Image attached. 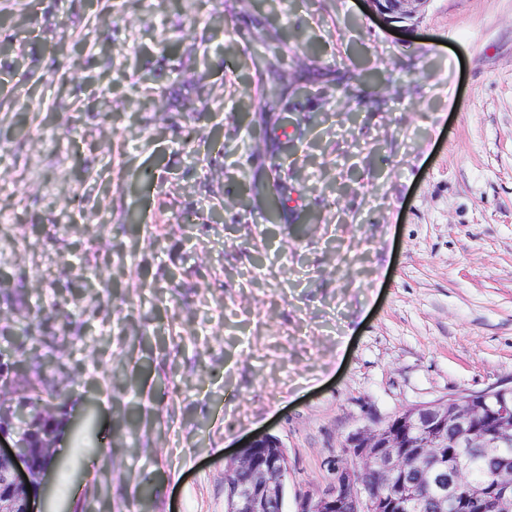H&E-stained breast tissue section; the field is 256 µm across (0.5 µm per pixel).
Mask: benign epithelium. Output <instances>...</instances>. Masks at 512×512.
I'll list each match as a JSON object with an SVG mask.
<instances>
[{"instance_id": "1", "label": "benign epithelium", "mask_w": 512, "mask_h": 512, "mask_svg": "<svg viewBox=\"0 0 512 512\" xmlns=\"http://www.w3.org/2000/svg\"><path fill=\"white\" fill-rule=\"evenodd\" d=\"M373 14L408 22L430 0H366ZM27 420L22 408L0 416V512H34L31 501L43 490L57 436L47 431L29 444L19 434ZM512 386L461 392L421 404L352 431L347 458L331 465L333 483L319 497L302 499L297 512H410L420 486L437 489L440 512H512ZM498 456L501 466L491 487L471 483L467 472L474 456ZM423 460L417 478L407 477V460ZM376 465L385 491L363 477L362 468ZM251 482L243 485L238 473ZM288 459L280 439L254 436L238 448L225 471L229 507L226 512H272L285 500ZM32 491H27L26 485Z\"/></svg>"}]
</instances>
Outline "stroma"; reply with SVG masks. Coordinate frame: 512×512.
Segmentation results:
<instances>
[{"label": "stroma", "instance_id": "1", "mask_svg": "<svg viewBox=\"0 0 512 512\" xmlns=\"http://www.w3.org/2000/svg\"><path fill=\"white\" fill-rule=\"evenodd\" d=\"M0 42V347L76 337L37 512H225L263 431L294 512L371 417L512 384V0H0ZM373 14L393 22L411 21L430 0H365Z\"/></svg>", "mask_w": 512, "mask_h": 512}]
</instances>
